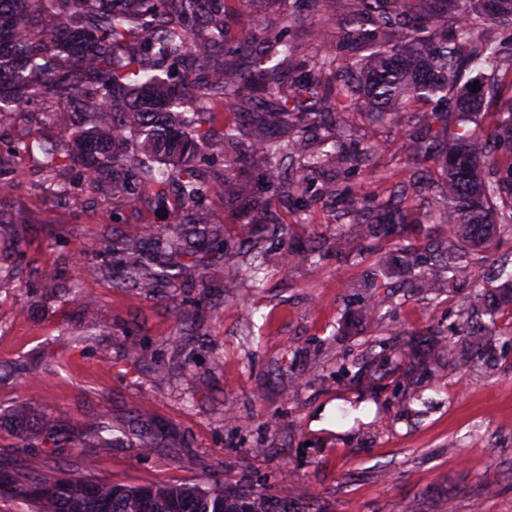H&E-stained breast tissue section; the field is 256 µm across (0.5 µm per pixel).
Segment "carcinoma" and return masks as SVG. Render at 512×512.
I'll list each match as a JSON object with an SVG mask.
<instances>
[{
	"label": "carcinoma",
	"mask_w": 512,
	"mask_h": 512,
	"mask_svg": "<svg viewBox=\"0 0 512 512\" xmlns=\"http://www.w3.org/2000/svg\"><path fill=\"white\" fill-rule=\"evenodd\" d=\"M315 2L283 0L282 14H243L242 28H258L265 37L229 47L220 0H0V126L16 107L58 94L62 105L50 119L71 143L70 152L62 153L34 134L13 142L9 153L20 158L41 148L45 188L59 198L69 196L72 187L53 174L71 157L91 173H111L99 187L114 198L160 202L177 196L184 210L159 236L148 241L127 233L108 244L122 269L117 287L175 292L184 275L179 258L224 251V233L199 201L224 194L240 154L292 195L301 187L284 181L287 165L319 174L332 159L338 172L368 160L365 153L343 150L335 136L350 124L343 102L363 95L373 108L398 117L414 101L446 99L452 110L416 117L438 123L440 133L416 146L413 161L421 176L394 187L383 208L386 223L374 219L365 195L348 191L341 200L361 241L395 236L399 270L416 287L439 294L460 283L469 286L462 321L466 333L463 341L449 344L438 336L404 337L381 347L352 380L378 383L392 364L407 375L441 358L465 371L475 356L492 348L502 308L512 306V255L494 259L491 252L501 234L512 235V170L489 180L481 166L497 150L512 152V98L491 128H471L467 123L480 115L484 91L498 93L503 78L494 74L490 84L478 82L480 90L473 93L474 79L466 77L499 58L500 47L484 36L479 22L512 28V0H347L344 35L368 51L367 59L347 63L357 79L336 82L340 60L317 28L310 35L320 45L310 59L312 74L289 81L282 65L294 56V47L281 25ZM215 100L250 121L215 131L210 120ZM207 153L224 157L222 174L209 176L200 169ZM422 181L438 197L439 222L448 225V236L430 243L423 260L405 224L406 200ZM238 196L251 198V219L238 237L253 251L258 285L270 258L258 233L274 217L248 184H238ZM279 259L286 265H317L313 250L290 249ZM79 303L83 332L75 341H92L99 331L95 304L86 296ZM200 311V306L176 309L181 332L170 338L173 350H182L188 332L200 327ZM375 316L371 304H358L344 314L337 335H349V318L368 323ZM87 428L103 447L112 445V427L94 419ZM128 429L141 454L159 447L151 423L132 416ZM72 445L64 425L47 414L37 418L18 456L0 460V502L23 503L30 512H323L274 490L238 493L221 479L204 486L134 487L70 480L50 470L49 459ZM35 447L45 453L29 452Z\"/></svg>",
	"instance_id": "carcinoma-1"
}]
</instances>
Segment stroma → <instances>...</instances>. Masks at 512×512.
<instances>
[{"mask_svg": "<svg viewBox=\"0 0 512 512\" xmlns=\"http://www.w3.org/2000/svg\"><path fill=\"white\" fill-rule=\"evenodd\" d=\"M345 0H319L315 13L289 22L284 34L297 45L325 27L336 44ZM345 149H367L366 165L346 176L326 168L311 176L305 196H288L260 169L244 167L239 179L266 199L286 233L273 237L278 251L324 245L316 268L270 261L262 287H253L236 237L247 216L239 199L208 196L204 209L224 231V255L205 258L203 276H188L175 296L115 287L102 271L105 239L135 223L153 238L180 209L177 197L131 209L127 203L86 190L87 173L67 162L57 177L76 185L61 201L39 189L41 157L17 160L10 142L36 133L62 146L59 130L44 113L21 111L0 127V178L23 175L0 196V211H24L28 224L0 226V269L21 271L23 287L0 285V363L25 361L20 381H0V456L21 445V421L48 412L73 434L77 446L59 462L69 477L123 485H205L221 475L225 485L249 478L258 490L330 506L332 512H512V323L500 318L503 335L494 352L470 372L448 362L404 386L397 377L377 387L351 383L340 366L361 362L370 343L395 334L453 336L460 293L428 300L398 278L370 289L381 325L358 327L340 338L337 324L367 273L392 257L391 240L366 243L353 255V229L341 216L337 190L364 191L373 206L387 198V184L415 170L416 141L430 124L396 126L371 115L364 99L353 101ZM61 283L78 278L97 303L101 338L73 342L80 306L70 296L49 294L42 273ZM235 287H226L227 277ZM203 312L186 360L174 361L169 345L175 305ZM141 352L130 360L131 349ZM144 415L163 428L161 446L142 456L125 428ZM103 415L117 442L93 449L92 470L79 467V446L89 445L88 418Z\"/></svg>", "mask_w": 512, "mask_h": 512, "instance_id": "35a3bbf8", "label": "stroma"}]
</instances>
